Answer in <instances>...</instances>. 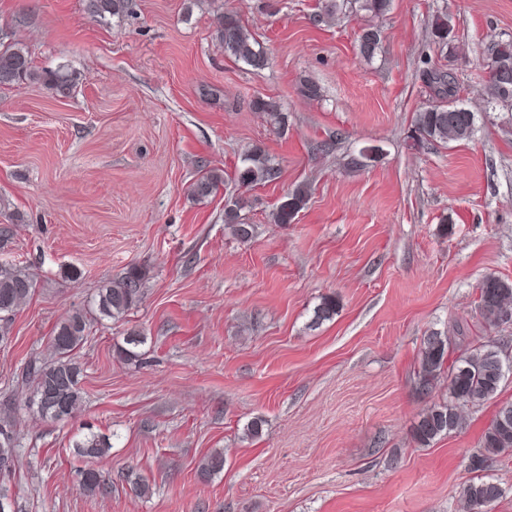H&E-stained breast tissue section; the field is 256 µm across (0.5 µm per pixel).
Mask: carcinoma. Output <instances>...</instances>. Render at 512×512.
Instances as JSON below:
<instances>
[{"label": "carcinoma", "mask_w": 512, "mask_h": 512, "mask_svg": "<svg viewBox=\"0 0 512 512\" xmlns=\"http://www.w3.org/2000/svg\"><path fill=\"white\" fill-rule=\"evenodd\" d=\"M86 13L95 19L108 20L120 17L128 11L129 0H83ZM391 0H355L358 8L375 17L384 15ZM451 25L448 14L436 16L432 22L433 40L441 45L448 44ZM224 52L238 62L261 68L265 66L266 55L261 50L251 31L238 15L227 12L221 16L217 31ZM382 31L375 25L364 27L357 38V50L367 61L373 60L382 49ZM495 70L512 73V38L496 44L487 62V74ZM438 85V91L449 96L444 103H431L416 113L410 146L418 147L425 141L460 143L472 138L476 125V113L453 98L455 79L449 72L430 70ZM29 83L45 86L61 97L71 94L74 87L73 73L61 65L55 69H38L33 65L27 46L19 40L0 37V86L20 87ZM484 91L490 102L512 109V83L507 87L492 84L486 80ZM253 109L265 113L277 129L285 127L287 116L280 105L272 99L257 98ZM274 176L271 159L261 151L254 150L242 157L237 167L236 181L241 187H253ZM223 182V176L210 172L191 185L192 196L198 200L208 198ZM308 191L298 187L287 193L272 214L274 223L290 224L306 206ZM244 202L237 197L227 202L224 212L225 223L231 225L233 233L242 241L252 236V227L239 222V212ZM146 273L138 268H129L117 282L99 289L94 306L89 310L79 309L64 320L51 340L52 359L48 362L32 361L23 369L21 379L32 386L31 398L41 399V404L28 403V409L43 419L62 421L72 417L83 401L80 386L81 368L74 360V351L84 344L90 335L91 325L102 319L124 316L142 300ZM36 289L32 274L13 268H0V336L9 333L11 317ZM477 304L479 311L490 326L502 323V302L512 299V282L495 275L483 278L478 286ZM338 301L334 295L322 297L314 310V322L321 323L336 315ZM144 343V337L132 332L124 337V345L117 348L122 359L137 356L135 348ZM448 379V401L435 404L423 413L413 430V439L420 446H428L441 436L462 426L465 409L480 406L493 398L504 379L502 351L496 342L488 340L479 345L452 347L448 337L431 332L422 338L420 350L419 384L424 391L433 388L440 377ZM512 402L501 404L480 442L479 452L472 455L470 470L476 472L460 491L468 512L489 509L504 494L499 483L481 474L489 462L498 458H512V414L505 411ZM11 424L0 425V460L14 461L16 438L10 430ZM76 454L81 457L98 458L112 448L109 439L88 434L74 442ZM224 469V454L215 451L207 456L200 475L207 477ZM80 488L88 494L107 491L108 480L95 468L81 473Z\"/></svg>", "instance_id": "cac0c4a2"}]
</instances>
